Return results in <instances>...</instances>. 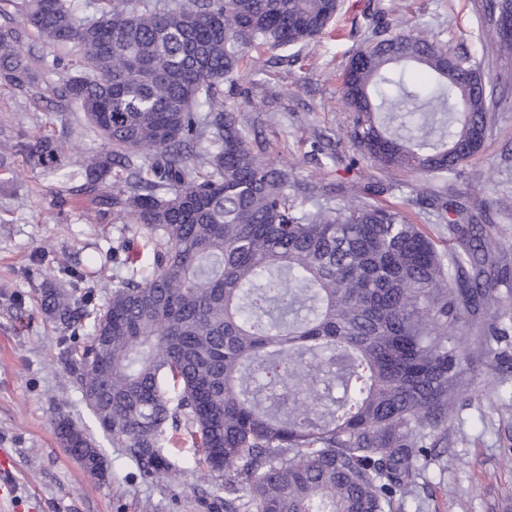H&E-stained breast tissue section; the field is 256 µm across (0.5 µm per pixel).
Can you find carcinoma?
<instances>
[{
  "label": "carcinoma",
  "mask_w": 512,
  "mask_h": 512,
  "mask_svg": "<svg viewBox=\"0 0 512 512\" xmlns=\"http://www.w3.org/2000/svg\"><path fill=\"white\" fill-rule=\"evenodd\" d=\"M340 0H0V81L50 102L26 47L34 33L78 55L56 112H84L106 149L64 163L47 130L4 139L47 177L107 207L150 263L112 283L104 306L41 292L49 319L89 344L63 357L102 433L140 473L179 470L169 431L224 478V512H405L443 459L469 359L465 315L494 299L482 267L494 241L462 219L445 258L399 209L364 200L309 210L289 193L295 164L265 157L224 106L249 53L325 33ZM477 0L485 36L512 58L499 15ZM357 51L341 74L350 138L383 168L451 175L483 147L492 102L480 69L422 31ZM74 456L105 476L94 440L61 414Z\"/></svg>",
  "instance_id": "cac0c4a2"
}]
</instances>
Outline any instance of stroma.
Instances as JSON below:
<instances>
[{
    "instance_id": "35a3bbf8",
    "label": "stroma",
    "mask_w": 512,
    "mask_h": 512,
    "mask_svg": "<svg viewBox=\"0 0 512 512\" xmlns=\"http://www.w3.org/2000/svg\"><path fill=\"white\" fill-rule=\"evenodd\" d=\"M390 16L421 28L450 54L469 56L484 74L502 61L485 42L474 0H380ZM366 0H340L327 32L289 47L287 62L225 85L224 104L255 131L274 160H294V178L314 188L319 203L339 208L367 184L376 200L403 210L439 238H450L423 194L435 191L471 206L475 196L493 208L478 224L496 248L491 257L498 303L480 320L507 333L488 340L463 326L470 354L466 386L450 412L448 467L431 466L429 486L409 498L406 512H512V82L495 88L496 110L482 150L443 178L406 168L382 170L363 159L345 166L356 148L353 114L340 96V74L353 53L377 34L362 17ZM22 94L0 85V129L30 138L57 122L52 106L30 111ZM119 220L91 209L81 195L59 186L23 158L0 171V450L15 462L14 496L0 512H212L224 481L210 475L201 451L168 447L181 474L143 477L122 449L98 429L80 391L64 379L61 356L69 335L41 310L42 288H71L69 270H93L95 302L104 305L124 261L98 269L96 249L118 246ZM66 413L102 448L108 474H90L63 446L55 429Z\"/></svg>"
}]
</instances>
